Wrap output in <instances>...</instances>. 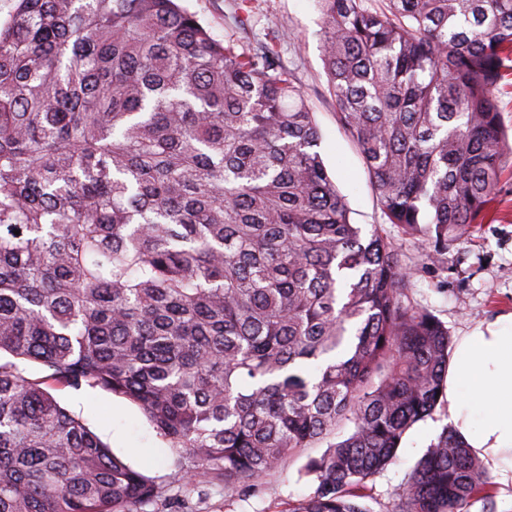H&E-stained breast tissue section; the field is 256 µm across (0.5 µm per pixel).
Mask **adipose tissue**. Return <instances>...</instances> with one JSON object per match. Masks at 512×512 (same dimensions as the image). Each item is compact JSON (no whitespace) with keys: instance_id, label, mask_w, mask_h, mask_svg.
I'll return each instance as SVG.
<instances>
[{"instance_id":"obj_1","label":"adipose tissue","mask_w":512,"mask_h":512,"mask_svg":"<svg viewBox=\"0 0 512 512\" xmlns=\"http://www.w3.org/2000/svg\"><path fill=\"white\" fill-rule=\"evenodd\" d=\"M453 431L501 475L512 474V315L461 338L445 388Z\"/></svg>"}]
</instances>
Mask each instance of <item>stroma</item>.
I'll return each mask as SVG.
<instances>
[{
	"instance_id": "stroma-1",
	"label": "stroma",
	"mask_w": 512,
	"mask_h": 512,
	"mask_svg": "<svg viewBox=\"0 0 512 512\" xmlns=\"http://www.w3.org/2000/svg\"><path fill=\"white\" fill-rule=\"evenodd\" d=\"M217 41L237 40L249 49L267 34L282 31L278 45L305 94L321 132L319 150L351 210L352 223L370 227L380 223L381 212L363 160L349 135L336 121L321 52L320 13L314 0H249L252 8L246 29L233 21V0H183ZM491 220L477 224L460 241L449 245L438 260H431L416 240L395 242L413 275L408 296L427 309L460 339L478 325L499 315L512 314V160L495 190ZM62 406L82 415L117 456L144 475L166 484L173 470L169 450L158 438L142 411L123 397L100 389L60 388ZM448 423V406L440 404L432 417L416 424L403 439L399 460L367 483L371 512H388L407 473ZM314 490L312 478L300 475L298 465L271 476L255 495L226 493L223 486L206 494L184 493L186 512H288L291 505Z\"/></svg>"
}]
</instances>
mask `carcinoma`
Instances as JSON below:
<instances>
[{"label": "carcinoma", "mask_w": 512, "mask_h": 512, "mask_svg": "<svg viewBox=\"0 0 512 512\" xmlns=\"http://www.w3.org/2000/svg\"><path fill=\"white\" fill-rule=\"evenodd\" d=\"M317 4L368 232L278 36L240 51L179 0H17L0 23V512H177L31 363L137 404L177 482L250 496L306 457L289 512H371L366 482L443 401L452 339L386 225L436 259L487 219L512 0ZM488 484L445 427L390 512H465Z\"/></svg>", "instance_id": "obj_1"}]
</instances>
